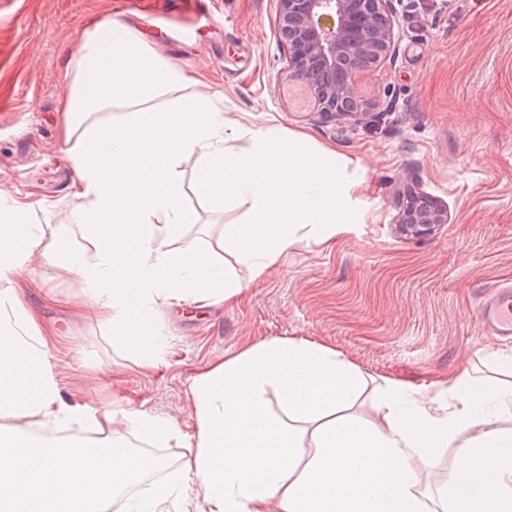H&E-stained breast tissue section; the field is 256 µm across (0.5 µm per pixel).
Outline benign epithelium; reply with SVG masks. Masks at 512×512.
<instances>
[{"label":"benign epithelium","mask_w":512,"mask_h":512,"mask_svg":"<svg viewBox=\"0 0 512 512\" xmlns=\"http://www.w3.org/2000/svg\"><path fill=\"white\" fill-rule=\"evenodd\" d=\"M276 28L289 50L288 76L308 82L337 119L359 120L371 104L357 88L358 73L393 58L398 6L404 0H276ZM448 206L434 198L407 199L400 232L415 239L448 223Z\"/></svg>","instance_id":"obj_1"}]
</instances>
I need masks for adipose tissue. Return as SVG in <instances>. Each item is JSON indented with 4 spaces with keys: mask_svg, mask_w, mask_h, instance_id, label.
Instances as JSON below:
<instances>
[{
    "mask_svg": "<svg viewBox=\"0 0 512 512\" xmlns=\"http://www.w3.org/2000/svg\"><path fill=\"white\" fill-rule=\"evenodd\" d=\"M191 75L129 23L95 26L72 70L65 132L75 135L74 198L66 224L35 223L34 206L0 191V512H99L139 483L126 512H169L193 494L201 512H512V356L507 379L459 371L432 394L385 381L375 417L352 412L367 386L336 350L272 339L210 361L191 378L194 425L134 407L92 406L61 392L53 338L27 307L22 277L38 261L64 270L85 315L108 328L145 371L164 359L160 314L210 307L263 280L289 246L325 244L365 222L360 182L343 156L302 133L226 120L211 96L150 108ZM196 158L197 193L249 204L220 247L250 273L229 277L210 252L177 246L191 216L177 168ZM282 409L274 414L268 393ZM72 424L188 448L181 479L143 482L162 459L41 435ZM448 473L437 474L444 449Z\"/></svg>",
    "mask_w": 512,
    "mask_h": 512,
    "instance_id": "adipose-tissue-1",
    "label": "adipose tissue"
}]
</instances>
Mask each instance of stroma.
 Returning a JSON list of instances; mask_svg holds the SVG:
<instances>
[{
  "label": "stroma",
  "mask_w": 512,
  "mask_h": 512,
  "mask_svg": "<svg viewBox=\"0 0 512 512\" xmlns=\"http://www.w3.org/2000/svg\"><path fill=\"white\" fill-rule=\"evenodd\" d=\"M222 17L194 0H0V189L41 202L40 223L74 206V159L61 140L65 78L87 29L116 17L199 79L225 117L309 134L364 179L366 222L331 246L300 241L236 302L163 314L169 353L143 372L95 320L58 267L34 265L29 307L57 339L63 392L192 422L189 378L206 361L271 339H304L345 355L374 382L434 393L452 372L488 376L512 355L478 324V297L512 279V0H414L398 15L391 61L358 79L372 103L360 121L322 112L309 85L288 77L275 0H221ZM191 214L178 240L218 249L248 205L218 206L194 189V156L179 167ZM448 205L450 221L414 239L397 229L407 193Z\"/></svg>",
  "instance_id": "stroma-1"
}]
</instances>
